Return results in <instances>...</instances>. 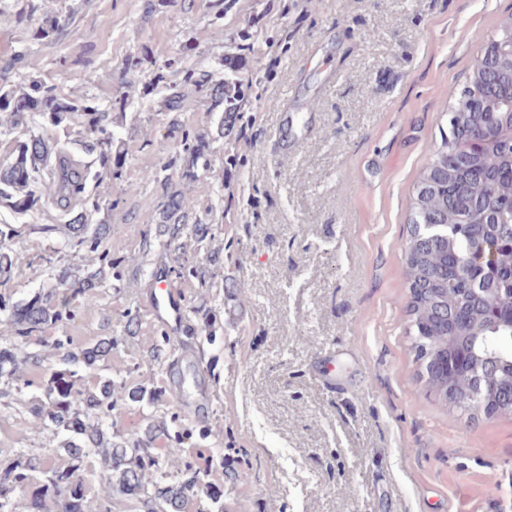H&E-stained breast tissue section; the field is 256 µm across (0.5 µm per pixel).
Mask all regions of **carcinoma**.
Returning a JSON list of instances; mask_svg holds the SVG:
<instances>
[{
	"mask_svg": "<svg viewBox=\"0 0 512 512\" xmlns=\"http://www.w3.org/2000/svg\"><path fill=\"white\" fill-rule=\"evenodd\" d=\"M24 14L40 21L33 30L37 40L50 37L62 22L56 0H26ZM472 70L482 77L468 80L461 92L470 113L465 123L450 125L448 139L421 176L425 180L433 174L440 185L423 197V206H417L416 193L409 201L411 223L436 225V235L427 244L407 242L409 333L422 371L428 375V388L445 403L448 386L460 396L470 393L473 367H480L485 375L483 401L473 405L466 400L456 408L492 416L512 412V389L507 388L512 375V163L507 161V155L512 154V128L502 125L501 113L484 111L489 100L505 97L493 60L480 55ZM185 82L210 94L217 103H229L215 136L217 140L224 138V129H233L240 118L237 103L244 99L240 84L213 83L201 66L187 71ZM32 112L46 117L53 127L78 129L73 145L88 156H97L100 167L111 171L115 134L108 129L109 113L79 106L44 81H32L21 93L0 84V136L10 137L23 129ZM174 132L186 158L180 166L177 160H170L163 171L176 167L181 179L195 181L199 172L212 167L209 136L179 126ZM51 150L46 134L13 141L9 157L0 164V204L20 213L41 202L39 184ZM50 180L48 197L67 208L71 198L84 192L87 169L65 156L50 173ZM185 213L182 196L170 194L159 203L158 217L151 216L148 222L160 225L172 245L182 237ZM19 235L21 231L15 228L6 232L0 229V278H9L14 264L4 242ZM102 235L103 228L90 227L83 212L69 220L70 246L96 249ZM102 262V267L82 277L62 275L36 299L29 297L11 305L0 301V312H7L8 327L26 338L62 323L70 316L72 301L80 299L88 304L93 300L104 267L113 266L106 255ZM449 336L457 338L453 356L465 360L457 369H447L442 363L445 353L441 347ZM111 354L112 338L105 337L78 355L65 353L63 360L92 368ZM29 361L30 356L24 353L0 349V376L15 378ZM43 395L39 415L68 433L64 452L72 463L61 468L47 455L11 462L0 472V512H10L12 489L29 481L34 472L41 475V484L29 512H84L80 462L91 453L102 461L97 478L106 501L116 492L134 502L135 512H185L192 501L197 512H224V491L209 481V464L223 461L224 454L207 448V464L188 461L179 448L189 437L179 413H171L168 421L152 420L128 436L112 435L115 396L141 403L146 397L143 388L106 378L97 391L87 392L77 386L76 371L64 370L51 374L43 385ZM147 471L158 474L151 489L142 481Z\"/></svg>",
	"mask_w": 512,
	"mask_h": 512,
	"instance_id": "1",
	"label": "carcinoma"
}]
</instances>
